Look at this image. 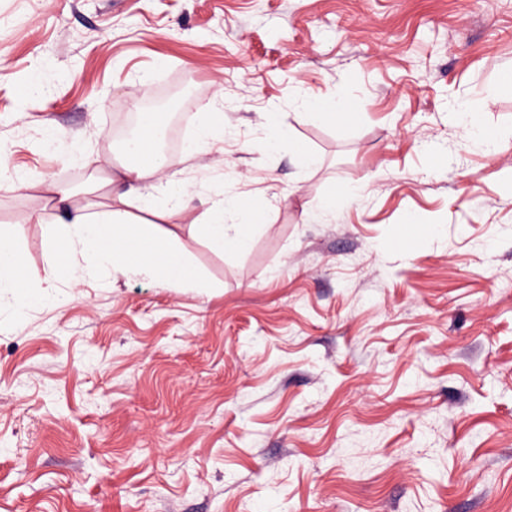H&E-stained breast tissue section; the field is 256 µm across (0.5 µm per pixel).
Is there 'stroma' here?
<instances>
[{
    "label": "stroma",
    "mask_w": 512,
    "mask_h": 512,
    "mask_svg": "<svg viewBox=\"0 0 512 512\" xmlns=\"http://www.w3.org/2000/svg\"><path fill=\"white\" fill-rule=\"evenodd\" d=\"M142 83L223 115L150 187L190 184L163 224L209 289L104 270L0 298V512H512V0H0V227L26 289L63 216L49 185L94 202L87 162L118 170ZM225 196L266 207L246 251L194 224ZM307 108L311 112L305 113L322 122H335L342 115L340 104L331 99L310 101L307 103ZM461 124L465 136L472 139H478L486 145H495L497 139L496 135L484 127L480 117L476 113H461Z\"/></svg>",
    "instance_id": "35a3bbf8"
}]
</instances>
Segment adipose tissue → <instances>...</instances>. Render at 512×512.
Here are the masks:
<instances>
[{"label":"adipose tissue","instance_id":"1","mask_svg":"<svg viewBox=\"0 0 512 512\" xmlns=\"http://www.w3.org/2000/svg\"><path fill=\"white\" fill-rule=\"evenodd\" d=\"M174 159L160 157L148 164H125L120 175L111 179H93V190L102 197L96 207L75 206L61 224L44 229L48 248L66 244L80 254L85 270L110 266L122 271L161 277L176 288H197L201 281L185 252L160 224H136L132 210L163 216L166 210L186 207L187 189L173 183L166 206L156 205L139 189L160 173L171 169ZM225 203L213 206L200 220L202 236L211 249L224 252L245 250L254 228L266 220L262 207H251L236 224L224 221ZM27 269L13 233L0 231V294H13L22 305L44 302L40 291L24 292L22 282Z\"/></svg>","mask_w":512,"mask_h":512}]
</instances>
